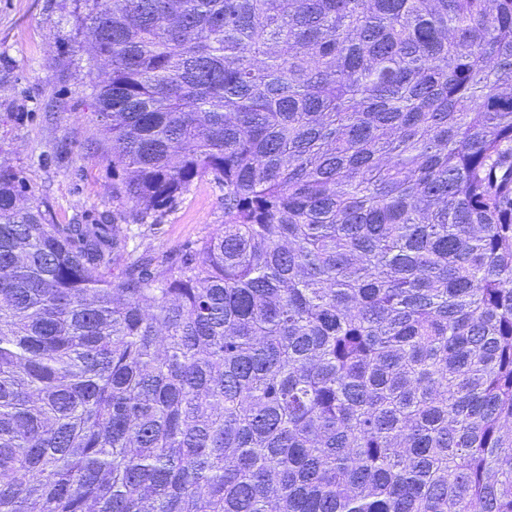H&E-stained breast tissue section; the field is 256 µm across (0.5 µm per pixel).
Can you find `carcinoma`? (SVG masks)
Returning <instances> with one entry per match:
<instances>
[{
  "mask_svg": "<svg viewBox=\"0 0 512 512\" xmlns=\"http://www.w3.org/2000/svg\"><path fill=\"white\" fill-rule=\"evenodd\" d=\"M108 2L116 212L0 162V512H512V0ZM223 223L224 191L215 181L204 178L191 185L161 224H132L131 228L140 232L137 242L143 248H150L159 256L176 257L184 246L198 243Z\"/></svg>",
  "mask_w": 512,
  "mask_h": 512,
  "instance_id": "carcinoma-1",
  "label": "carcinoma"
}]
</instances>
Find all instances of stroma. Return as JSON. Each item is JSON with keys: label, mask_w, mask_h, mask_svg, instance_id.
<instances>
[{"label": "stroma", "mask_w": 512, "mask_h": 512, "mask_svg": "<svg viewBox=\"0 0 512 512\" xmlns=\"http://www.w3.org/2000/svg\"><path fill=\"white\" fill-rule=\"evenodd\" d=\"M83 0H0V161L23 177L55 223L93 220L112 210L116 179L98 132L89 70L98 63L79 17ZM224 222V192L195 181L160 224L139 240L158 255Z\"/></svg>", "instance_id": "stroma-1"}]
</instances>
